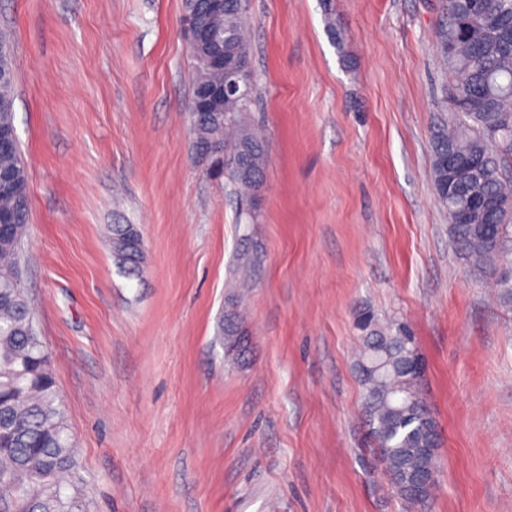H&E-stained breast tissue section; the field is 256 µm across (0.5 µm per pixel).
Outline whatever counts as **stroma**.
I'll return each mask as SVG.
<instances>
[{"label": "stroma", "instance_id": "1", "mask_svg": "<svg viewBox=\"0 0 512 512\" xmlns=\"http://www.w3.org/2000/svg\"><path fill=\"white\" fill-rule=\"evenodd\" d=\"M246 3L268 138L250 224L193 147L183 0H0L25 287L87 512H512V302L456 255L433 183L446 0ZM115 224L143 239L137 271ZM363 312L408 325L425 362L440 445L421 507L362 416ZM10 37L5 33L4 35L0 32V64L2 57L8 63L11 73L5 77L2 75L0 79V101H8V108H0V127L9 126L14 129L13 125V112H14V83H15V70L13 65V59L9 48ZM133 224L112 225V249L127 265L130 271H136L143 254L142 239ZM218 333L229 354L239 359L246 353L247 340L245 334L233 317H228L225 319V322L223 321L219 327Z\"/></svg>", "mask_w": 512, "mask_h": 512}]
</instances>
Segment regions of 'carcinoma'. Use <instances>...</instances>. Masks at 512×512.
<instances>
[{"label":"carcinoma","mask_w":512,"mask_h":512,"mask_svg":"<svg viewBox=\"0 0 512 512\" xmlns=\"http://www.w3.org/2000/svg\"><path fill=\"white\" fill-rule=\"evenodd\" d=\"M448 35L440 54L454 73L446 102L448 123L433 141V176L439 203L448 212L449 240L465 266L491 275L512 258V182L502 162L512 158V0H447ZM231 30L234 54L251 63L244 35V8L226 0L224 17L213 21ZM195 83L224 76L205 65L200 47L188 44ZM15 73L0 78V127L13 126ZM254 86L228 103V118L195 114L189 105L197 153L240 193L246 214L261 190L267 165L266 141L249 119ZM224 160L211 162L214 147ZM460 162L448 184V155ZM13 174L15 189L0 195V211L14 216L0 226V512H85L79 458L59 397L52 357L39 336L22 284L21 255L30 214L27 170L18 142L0 148V170ZM112 249L136 271L142 239L130 224H114ZM365 332L359 371L363 409L378 462L392 490L408 505L432 497L436 479L415 481L422 470L436 474L438 425L421 386L420 358L413 333L396 324L381 329L374 317L361 319ZM227 352L242 357L247 340L234 318L219 327Z\"/></svg>","instance_id":"carcinoma-1"}]
</instances>
